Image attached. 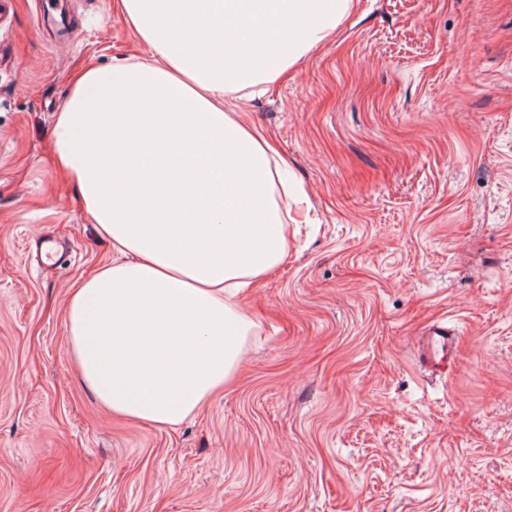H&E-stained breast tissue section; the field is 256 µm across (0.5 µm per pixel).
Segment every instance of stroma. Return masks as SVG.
Wrapping results in <instances>:
<instances>
[{"label": "stroma", "instance_id": "stroma-1", "mask_svg": "<svg viewBox=\"0 0 512 512\" xmlns=\"http://www.w3.org/2000/svg\"><path fill=\"white\" fill-rule=\"evenodd\" d=\"M112 0H0V512H512V0H354L244 100L309 196L182 423L103 409L66 340L112 260L58 169L74 78L147 59ZM460 330L448 377L417 365ZM460 337L448 324L435 322L416 338L419 366L432 374H447L456 364Z\"/></svg>", "mask_w": 512, "mask_h": 512}]
</instances>
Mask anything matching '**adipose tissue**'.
I'll list each match as a JSON object with an SVG mask.
<instances>
[{
  "mask_svg": "<svg viewBox=\"0 0 512 512\" xmlns=\"http://www.w3.org/2000/svg\"><path fill=\"white\" fill-rule=\"evenodd\" d=\"M352 0H113L152 53L87 68L53 128L57 161L116 260L73 289L66 326L108 411L173 426L234 375L237 297L287 256L281 202L309 201L237 94L335 35Z\"/></svg>",
  "mask_w": 512,
  "mask_h": 512,
  "instance_id": "adipose-tissue-1",
  "label": "adipose tissue"
}]
</instances>
